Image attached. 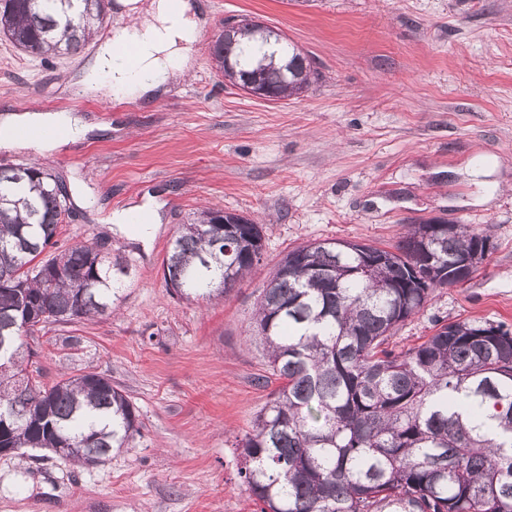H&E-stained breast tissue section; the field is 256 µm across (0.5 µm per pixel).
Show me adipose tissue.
I'll return each instance as SVG.
<instances>
[{
  "label": "adipose tissue",
  "instance_id": "1",
  "mask_svg": "<svg viewBox=\"0 0 512 512\" xmlns=\"http://www.w3.org/2000/svg\"><path fill=\"white\" fill-rule=\"evenodd\" d=\"M119 13L133 16L132 24L116 29L111 38L100 41L83 83L92 91L113 98H145L176 72H186L198 37V23L190 4H182L179 15H172L168 0H116ZM131 41L138 47L135 67H128L114 54L117 42ZM38 128L45 135L40 147L57 144L54 130L61 129L69 138H77L83 128L77 119L62 113L31 112L5 118L0 122V147L18 146V129Z\"/></svg>",
  "mask_w": 512,
  "mask_h": 512
}]
</instances>
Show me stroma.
<instances>
[{
  "label": "stroma",
  "mask_w": 512,
  "mask_h": 512,
  "mask_svg": "<svg viewBox=\"0 0 512 512\" xmlns=\"http://www.w3.org/2000/svg\"><path fill=\"white\" fill-rule=\"evenodd\" d=\"M190 2L202 18L192 65L148 101L79 83L116 11L76 55L41 60L0 36V119L38 108L86 130L49 150L0 148V164L37 163L68 191L71 219L50 254L98 243L129 263L114 314L45 327L32 364L49 384L107 374L140 422L133 447L94 468L42 449L0 457V512H257L239 443L280 382L252 321L271 271L300 245L388 247L435 218L491 225L489 258L437 289L389 346L414 347L439 322L512 327V0ZM241 17L307 55L301 96L261 100L224 80L212 46ZM151 198L161 220L148 242L111 224ZM206 207L261 224L263 258L223 298L179 300L163 259ZM68 335L80 345L62 346Z\"/></svg>",
  "instance_id": "35a3bbf8"
}]
</instances>
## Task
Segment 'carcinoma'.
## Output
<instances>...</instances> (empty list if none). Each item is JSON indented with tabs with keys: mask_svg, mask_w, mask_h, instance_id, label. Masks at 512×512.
<instances>
[{
	"mask_svg": "<svg viewBox=\"0 0 512 512\" xmlns=\"http://www.w3.org/2000/svg\"><path fill=\"white\" fill-rule=\"evenodd\" d=\"M108 0H0V34L31 57L80 51ZM224 76L247 72L288 97L310 62L280 34L217 38ZM68 194L34 166L0 167V446L75 448L107 461L140 433L112 378L96 371L51 386L20 378V327L67 326L112 314L128 267L98 244L42 259L68 214ZM209 208L184 224L163 259L183 300L224 295L263 256L260 224L219 223ZM491 227L413 224L393 249L336 240L289 251L257 302L254 328L282 380L242 442L240 476L259 512H512V330L488 321L441 325L405 351L397 327L438 288L471 277Z\"/></svg>",
	"mask_w": 512,
	"mask_h": 512,
	"instance_id": "1",
	"label": "carcinoma"
}]
</instances>
